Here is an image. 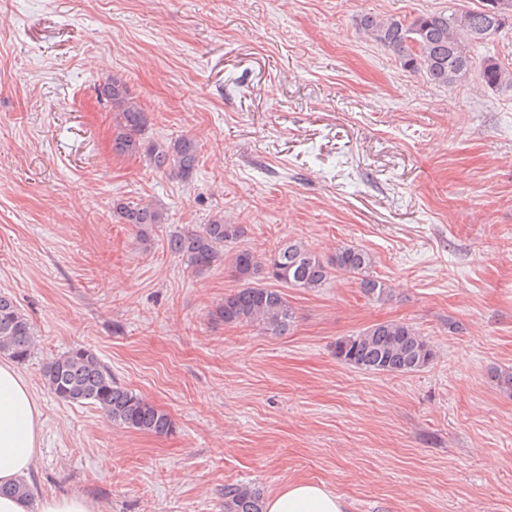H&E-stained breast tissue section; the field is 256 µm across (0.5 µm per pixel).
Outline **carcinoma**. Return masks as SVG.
Returning a JSON list of instances; mask_svg holds the SVG:
<instances>
[{
	"label": "carcinoma",
	"mask_w": 512,
	"mask_h": 512,
	"mask_svg": "<svg viewBox=\"0 0 512 512\" xmlns=\"http://www.w3.org/2000/svg\"><path fill=\"white\" fill-rule=\"evenodd\" d=\"M488 2L481 0L476 8L456 9L449 14L421 13L409 20L365 13L359 17L358 26L404 68L423 73L438 86L453 87L473 71L491 88L512 87L511 68L494 58L477 60L470 55L471 44L489 40L483 35L493 23L486 11ZM101 93L112 109L115 153H143L155 169L168 170L181 178L193 172L198 156L196 143L189 138L167 145L147 143V115L122 78L112 77ZM113 209L124 223L138 228L145 241L149 240L148 229L164 221L163 214L150 203L117 202ZM242 233L241 225L230 224L220 216L199 230L170 235L167 247L187 267L200 272L221 261L224 243ZM372 264L369 252L351 245L337 248L328 258L298 240H289L268 255L242 249L232 259L233 276L242 281V287L224 296L212 317L228 325L245 324L281 335L293 323L294 312L284 293L258 282L259 275L278 286L312 291L328 283L333 272H344L357 277L366 296L380 299L387 288L370 272ZM33 349L34 335L28 319L9 295L0 293V356L24 362ZM335 355L342 363L363 371L409 374L427 366L434 350L428 338L412 325L386 321L336 340ZM43 379L57 398L92 404L118 427L159 435L173 430L166 412L118 384L89 348H75L53 357L43 367ZM224 512H265L262 489L249 483L224 486Z\"/></svg>",
	"instance_id": "cac0c4a2"
}]
</instances>
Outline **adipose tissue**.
Here are the masks:
<instances>
[{
  "label": "adipose tissue",
  "mask_w": 512,
  "mask_h": 512,
  "mask_svg": "<svg viewBox=\"0 0 512 512\" xmlns=\"http://www.w3.org/2000/svg\"><path fill=\"white\" fill-rule=\"evenodd\" d=\"M41 443L38 397L12 362L0 361V486L28 475ZM0 512H97V507L83 496L60 495L34 508L27 499L6 493L0 495ZM266 512H347V503L325 484L295 481L269 497Z\"/></svg>",
  "instance_id": "ef3b65f1"
}]
</instances>
